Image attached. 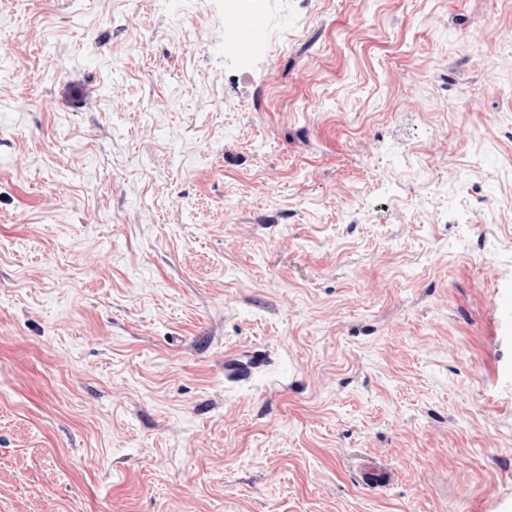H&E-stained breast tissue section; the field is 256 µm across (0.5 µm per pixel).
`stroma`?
Here are the masks:
<instances>
[{
	"mask_svg": "<svg viewBox=\"0 0 512 512\" xmlns=\"http://www.w3.org/2000/svg\"><path fill=\"white\" fill-rule=\"evenodd\" d=\"M249 5L0 0V512H512V0ZM246 2L247 0H224V21L226 20L230 24L225 35L228 37V35L233 31L231 35L232 44L235 47L237 56H239V47L235 36V30L238 24L241 21H244L249 13H251L244 7ZM266 26V17L264 15L254 13L250 15L245 23L238 29L240 37L251 44V54L264 49V43L260 40V34Z\"/></svg>",
	"mask_w": 512,
	"mask_h": 512,
	"instance_id": "35a3bbf8",
	"label": "stroma"
}]
</instances>
